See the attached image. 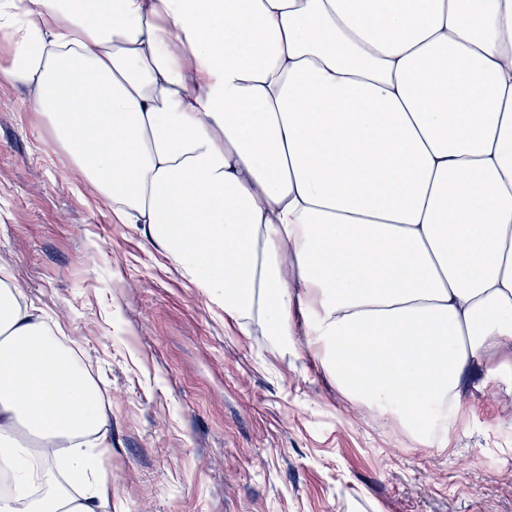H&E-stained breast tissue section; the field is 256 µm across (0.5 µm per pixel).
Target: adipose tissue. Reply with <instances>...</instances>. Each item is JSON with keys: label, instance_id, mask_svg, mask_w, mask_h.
<instances>
[{"label": "adipose tissue", "instance_id": "ef3b65f1", "mask_svg": "<svg viewBox=\"0 0 512 512\" xmlns=\"http://www.w3.org/2000/svg\"><path fill=\"white\" fill-rule=\"evenodd\" d=\"M0 38L114 219L351 406L430 446L467 368L512 385V0H0ZM62 339L1 277L0 512L112 506Z\"/></svg>", "mask_w": 512, "mask_h": 512}]
</instances>
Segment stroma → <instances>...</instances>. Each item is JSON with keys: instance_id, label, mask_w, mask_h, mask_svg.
Listing matches in <instances>:
<instances>
[{"instance_id": "obj_1", "label": "stroma", "mask_w": 512, "mask_h": 512, "mask_svg": "<svg viewBox=\"0 0 512 512\" xmlns=\"http://www.w3.org/2000/svg\"><path fill=\"white\" fill-rule=\"evenodd\" d=\"M0 81V264L100 384L112 512H512V391L460 380L447 449L350 409L305 345L241 332L53 143Z\"/></svg>"}]
</instances>
